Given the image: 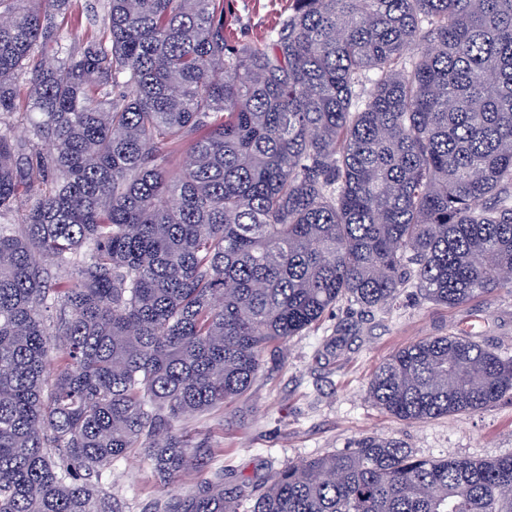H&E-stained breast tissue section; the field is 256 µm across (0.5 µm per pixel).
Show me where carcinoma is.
Returning <instances> with one entry per match:
<instances>
[{
	"instance_id": "1",
	"label": "carcinoma",
	"mask_w": 512,
	"mask_h": 512,
	"mask_svg": "<svg viewBox=\"0 0 512 512\" xmlns=\"http://www.w3.org/2000/svg\"><path fill=\"white\" fill-rule=\"evenodd\" d=\"M69 3L0 0V512H123L104 469L138 450L165 483L215 454L179 419L342 300L512 288V0H289L235 45L224 0H90L77 42ZM506 396L512 357L456 333L368 385L404 422ZM147 512H512V455L366 436Z\"/></svg>"
}]
</instances>
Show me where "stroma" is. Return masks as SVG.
I'll use <instances>...</instances> for the list:
<instances>
[{"label":"stroma","mask_w":512,"mask_h":512,"mask_svg":"<svg viewBox=\"0 0 512 512\" xmlns=\"http://www.w3.org/2000/svg\"><path fill=\"white\" fill-rule=\"evenodd\" d=\"M288 0H224V17L235 40H266ZM355 335L325 353L339 326ZM463 329L472 340L512 355V294L500 292L448 308L408 288L392 309L361 311L340 302L316 326L270 348L249 393L227 406L181 419L183 432L208 438L217 452L168 483L156 481L140 453L111 467L113 496L124 512H144L158 498L185 495L216 470L235 484L246 481L263 492L282 468L353 447L366 436L395 438L422 457L494 459L512 454V399L472 413L424 422L396 420L373 405L368 382L395 350L417 340Z\"/></svg>","instance_id":"35a3bbf8"}]
</instances>
